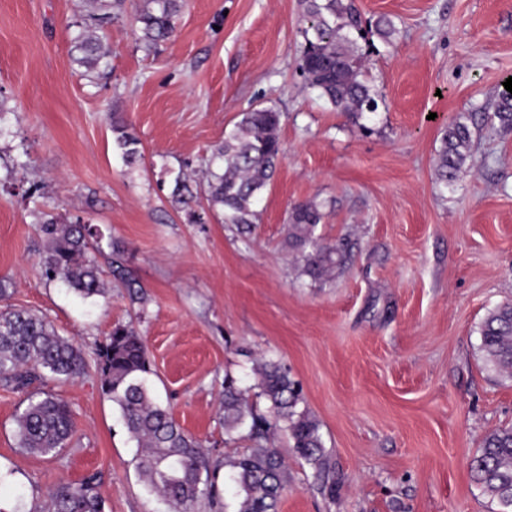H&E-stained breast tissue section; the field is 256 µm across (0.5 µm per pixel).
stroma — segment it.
<instances>
[{
    "label": "stroma",
    "mask_w": 512,
    "mask_h": 512,
    "mask_svg": "<svg viewBox=\"0 0 512 512\" xmlns=\"http://www.w3.org/2000/svg\"><path fill=\"white\" fill-rule=\"evenodd\" d=\"M356 3L399 30L366 62L383 98L368 134L304 88L301 0H186L172 39L150 53L126 0L102 35V81L71 60L80 0H0V278L10 305L45 316L84 359L75 380L42 385L75 421L53 457L19 450L26 395L0 385V512H46L59 483L92 476L104 512H169L101 390L96 352L118 324L145 341L157 400L215 459L246 446L226 442L219 420L225 375L253 386L260 354L288 367L336 490L276 433L290 472L279 512H499L470 461L512 424V380L485 363L479 333L512 299V131L482 115L512 77V0ZM257 104L280 112L284 155L252 233L218 211L187 223L167 169L206 168ZM461 113L472 116L471 168L445 186L433 170L440 131ZM116 117L140 142L136 170L113 147ZM311 199L324 205L317 236L350 247L326 283L300 275L287 245L289 210ZM46 213L101 230L105 295L45 282ZM116 245L143 302L112 276Z\"/></svg>",
    "instance_id": "stroma-1"
}]
</instances>
